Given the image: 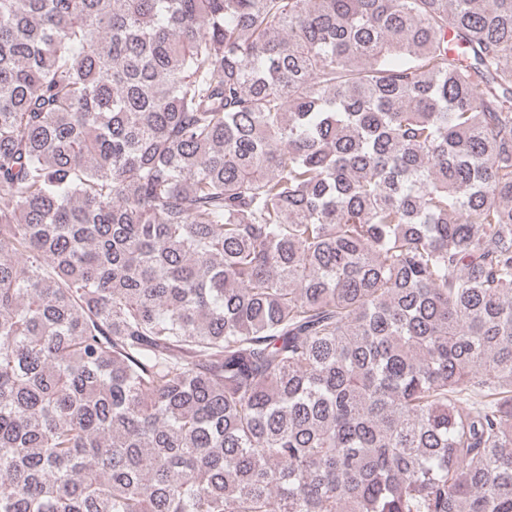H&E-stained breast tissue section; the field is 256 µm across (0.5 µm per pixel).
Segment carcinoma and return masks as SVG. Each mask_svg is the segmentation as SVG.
Returning a JSON list of instances; mask_svg holds the SVG:
<instances>
[{"label":"carcinoma","mask_w":512,"mask_h":512,"mask_svg":"<svg viewBox=\"0 0 512 512\" xmlns=\"http://www.w3.org/2000/svg\"><path fill=\"white\" fill-rule=\"evenodd\" d=\"M0 512H512V0H0Z\"/></svg>","instance_id":"carcinoma-1"}]
</instances>
